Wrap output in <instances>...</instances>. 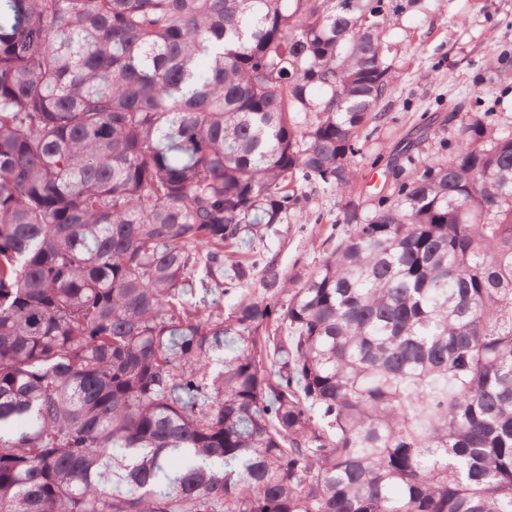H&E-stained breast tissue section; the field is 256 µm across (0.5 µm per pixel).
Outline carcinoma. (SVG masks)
I'll return each instance as SVG.
<instances>
[{
  "mask_svg": "<svg viewBox=\"0 0 512 512\" xmlns=\"http://www.w3.org/2000/svg\"><path fill=\"white\" fill-rule=\"evenodd\" d=\"M436 2L0 0V512H512V125L352 197ZM307 191L306 218L304 213L302 220L294 217L288 224L275 225L273 230L263 231V239L256 243L266 256L276 259L295 286L322 259L324 239L340 218L344 204L334 192L311 188ZM317 214L322 217L319 224H315Z\"/></svg>",
  "mask_w": 512,
  "mask_h": 512,
  "instance_id": "cac0c4a2",
  "label": "carcinoma"
}]
</instances>
